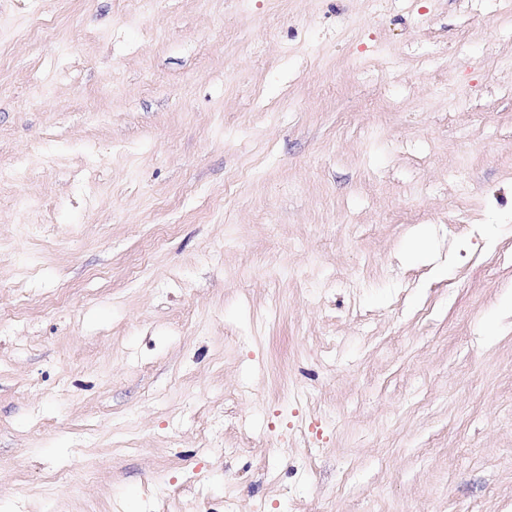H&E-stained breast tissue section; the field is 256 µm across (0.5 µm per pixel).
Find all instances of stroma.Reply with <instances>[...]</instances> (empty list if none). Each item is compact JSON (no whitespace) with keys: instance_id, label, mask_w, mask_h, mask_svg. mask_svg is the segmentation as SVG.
<instances>
[{"instance_id":"stroma-1","label":"stroma","mask_w":512,"mask_h":512,"mask_svg":"<svg viewBox=\"0 0 512 512\" xmlns=\"http://www.w3.org/2000/svg\"><path fill=\"white\" fill-rule=\"evenodd\" d=\"M512 512V0H0V512Z\"/></svg>"}]
</instances>
